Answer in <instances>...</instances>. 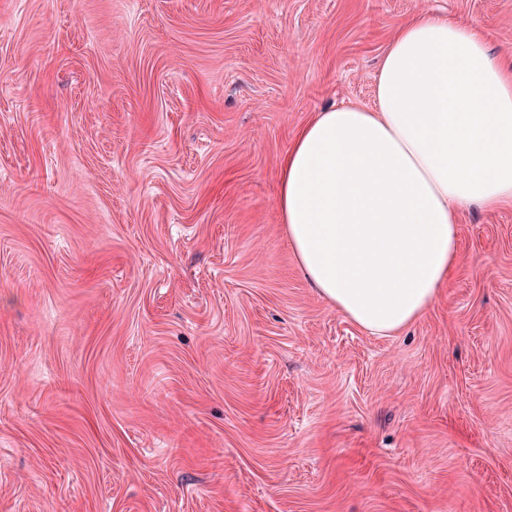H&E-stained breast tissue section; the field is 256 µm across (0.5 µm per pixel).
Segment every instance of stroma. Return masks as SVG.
<instances>
[{"instance_id":"obj_1","label":"stroma","mask_w":512,"mask_h":512,"mask_svg":"<svg viewBox=\"0 0 512 512\" xmlns=\"http://www.w3.org/2000/svg\"><path fill=\"white\" fill-rule=\"evenodd\" d=\"M422 9L512 66V0H0V512H512V206L396 336L280 221Z\"/></svg>"}]
</instances>
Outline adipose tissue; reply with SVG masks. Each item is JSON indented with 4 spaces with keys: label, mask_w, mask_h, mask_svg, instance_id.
I'll return each mask as SVG.
<instances>
[{
    "label": "adipose tissue",
    "mask_w": 512,
    "mask_h": 512,
    "mask_svg": "<svg viewBox=\"0 0 512 512\" xmlns=\"http://www.w3.org/2000/svg\"><path fill=\"white\" fill-rule=\"evenodd\" d=\"M278 179L312 287L369 335H393L459 264L458 212L512 201V72L476 24L418 12L385 51L373 107L318 113Z\"/></svg>",
    "instance_id": "ef3b65f1"
}]
</instances>
